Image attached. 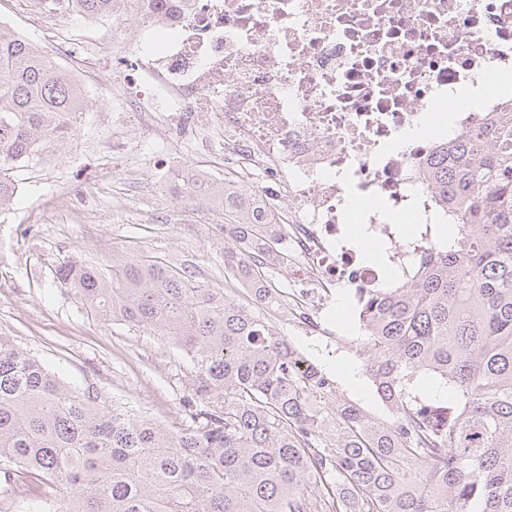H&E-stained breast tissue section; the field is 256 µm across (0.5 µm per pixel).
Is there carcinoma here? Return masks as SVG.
<instances>
[{"mask_svg":"<svg viewBox=\"0 0 512 512\" xmlns=\"http://www.w3.org/2000/svg\"><path fill=\"white\" fill-rule=\"evenodd\" d=\"M112 18L122 0H64ZM74 76L0 22V209L11 170L71 139ZM455 247L435 239L390 288H358L366 369L392 420L342 396L266 318L146 253L56 269L94 316L166 336L189 358L192 423L173 433L68 389L0 336L4 512H512V109L439 149ZM191 189L223 211L224 269L255 305L277 297L284 229L228 181ZM430 375L452 395H425Z\"/></svg>","mask_w":512,"mask_h":512,"instance_id":"cac0c4a2","label":"carcinoma"}]
</instances>
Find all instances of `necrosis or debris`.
I'll return each mask as SVG.
<instances>
[{
  "instance_id": "necrosis-or-debris-1",
  "label": "necrosis or debris",
  "mask_w": 512,
  "mask_h": 512,
  "mask_svg": "<svg viewBox=\"0 0 512 512\" xmlns=\"http://www.w3.org/2000/svg\"><path fill=\"white\" fill-rule=\"evenodd\" d=\"M152 24L159 46L97 83L117 97L158 86L187 119L219 122L225 165L288 227L306 325L331 288L381 282L347 224L388 238L391 217L431 223L423 171L435 148L512 105V0H190ZM449 108L451 129L401 146L422 116Z\"/></svg>"
}]
</instances>
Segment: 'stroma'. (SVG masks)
<instances>
[{"instance_id": "obj_1", "label": "stroma", "mask_w": 512, "mask_h": 512, "mask_svg": "<svg viewBox=\"0 0 512 512\" xmlns=\"http://www.w3.org/2000/svg\"><path fill=\"white\" fill-rule=\"evenodd\" d=\"M0 21L79 77L92 103L71 144L13 171L15 197L0 212V336L31 350L67 386L96 390L103 406L124 405L181 431L190 421L186 357L166 338L95 317L55 270L71 255L103 263L118 250H143L223 289L224 251L234 241L219 208L194 203L174 172L224 177V147L204 145L214 127L203 118L188 126L157 93L127 101L98 87L96 73L132 53L120 30L140 31L138 19L120 26L42 9L37 0H0ZM353 294L337 287L317 329L284 313L267 320L349 402L385 422L391 413L359 353ZM342 361L356 368L358 384L344 380Z\"/></svg>"}]
</instances>
